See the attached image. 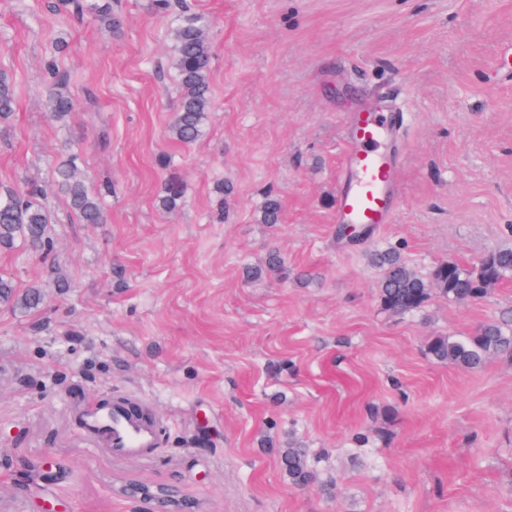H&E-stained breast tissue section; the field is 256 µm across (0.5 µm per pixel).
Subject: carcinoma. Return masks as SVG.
Returning <instances> with one entry per match:
<instances>
[{
  "instance_id": "1",
  "label": "carcinoma",
  "mask_w": 512,
  "mask_h": 512,
  "mask_svg": "<svg viewBox=\"0 0 512 512\" xmlns=\"http://www.w3.org/2000/svg\"><path fill=\"white\" fill-rule=\"evenodd\" d=\"M174 41L175 70L178 74L177 108L170 125V136L181 144L196 141L211 109V48L202 17L181 16L171 30ZM44 94L52 117L63 122L72 110V100L66 91L67 79L55 59L45 64ZM15 107V86L6 71H0V122L7 121ZM58 189L67 198L70 209L83 224L104 221L102 202L86 185L79 172V156L68 153L56 168ZM184 187L179 179H168L165 195L160 199L164 209L179 206ZM282 205L278 198L269 197L259 211L262 224L280 223ZM51 223L48 211L37 203V190L0 193V247L12 248L20 242L34 251L46 250L45 228ZM382 269L379 303L381 309L403 316L421 310L435 294L457 301H480L504 281L512 278V247L489 252L474 267L453 261L443 262L428 274L412 269L399 255L391 251L373 254ZM38 301L33 290L19 292L8 278L0 277V304L32 306ZM426 353L434 359L461 369H477L501 355H512V322H488L475 334L466 337L434 336L426 345ZM288 477L298 485L315 481L305 451L288 448L281 453Z\"/></svg>"
}]
</instances>
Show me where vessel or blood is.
<instances>
[{
	"label": "vessel or blood",
	"mask_w": 512,
	"mask_h": 512,
	"mask_svg": "<svg viewBox=\"0 0 512 512\" xmlns=\"http://www.w3.org/2000/svg\"><path fill=\"white\" fill-rule=\"evenodd\" d=\"M396 139V115L383 107L366 109L352 120L345 138L337 224L376 230L393 223L402 193L393 155ZM81 417L87 433L105 442L113 456L135 458L158 445L157 423L123 404L107 408L90 402L82 408Z\"/></svg>",
	"instance_id": "obj_1"
}]
</instances>
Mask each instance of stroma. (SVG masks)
<instances>
[{"instance_id": "obj_1", "label": "stroma", "mask_w": 512, "mask_h": 512, "mask_svg": "<svg viewBox=\"0 0 512 512\" xmlns=\"http://www.w3.org/2000/svg\"><path fill=\"white\" fill-rule=\"evenodd\" d=\"M120 0L117 25L52 0H0V68L17 98L0 123V190L38 186L48 253L0 251L39 287L0 306V512H139L121 486H165L195 512H512V359L462 370L434 336L512 318V280L477 302L432 296L395 316L377 250L427 273L512 246V0ZM209 23L213 105L176 144L171 29ZM74 108L46 111L57 42ZM397 113L403 192L364 246L333 221L352 113ZM105 221L77 223L54 182L67 148ZM185 185L160 207L168 174ZM282 221H257L267 195ZM278 250L286 270L249 279ZM134 396L160 445L113 458L75 417ZM297 444L316 481L295 485Z\"/></svg>"}]
</instances>
